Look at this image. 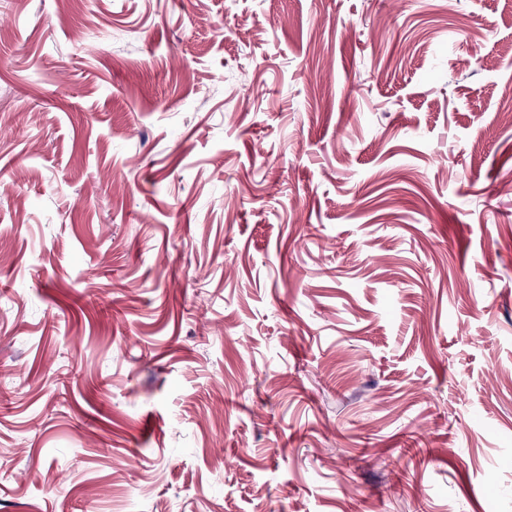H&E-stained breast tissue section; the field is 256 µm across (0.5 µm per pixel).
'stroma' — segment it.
<instances>
[{
	"label": "stroma",
	"mask_w": 512,
	"mask_h": 512,
	"mask_svg": "<svg viewBox=\"0 0 512 512\" xmlns=\"http://www.w3.org/2000/svg\"><path fill=\"white\" fill-rule=\"evenodd\" d=\"M512 0H0V512H512Z\"/></svg>",
	"instance_id": "1"
}]
</instances>
